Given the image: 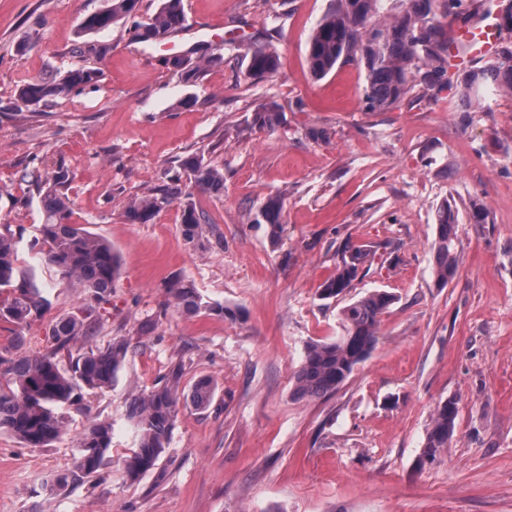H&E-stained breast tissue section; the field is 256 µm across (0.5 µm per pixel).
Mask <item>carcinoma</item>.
<instances>
[{
	"label": "carcinoma",
	"mask_w": 512,
	"mask_h": 512,
	"mask_svg": "<svg viewBox=\"0 0 512 512\" xmlns=\"http://www.w3.org/2000/svg\"><path fill=\"white\" fill-rule=\"evenodd\" d=\"M380 0H336L314 30L308 44L307 59L311 73L322 78L340 61L360 55L367 70L365 100L371 110H385L395 105L410 90L413 71L423 72V82L430 88L448 86V37L445 20L459 6V0H405L401 14L390 22L376 19ZM139 0H107L104 10L88 15L80 33L98 34L133 16ZM182 0H160L156 12L145 21L133 22L132 36L141 43L162 42L186 27ZM190 64L176 54L163 59L166 68L185 83L199 78L203 65L224 61L221 52L197 48ZM248 75L262 79L276 73L280 56L276 50L252 47L247 52ZM101 71L85 66L58 72L50 79L23 85L18 101L28 108H38L49 99H63L97 86ZM493 81L512 91V42L505 41L494 62L486 69L469 71L464 76V90L469 93ZM283 117L273 106L253 115V124L274 129ZM195 184L206 191L224 189V173L201 154H190L180 163ZM30 179L38 189L43 218L39 226L41 254L47 266L82 288L84 303L58 318L51 332V345L43 352L14 355L0 350V429L15 434L26 446L43 448L64 431V416L59 410L79 403L84 392L103 391L116 384L127 362L130 343L114 338L103 347H88L77 357L63 354L80 339L89 340L99 330L98 305L108 301L112 285L119 275V262L112 246L84 227L71 222V200L67 194L69 174L60 168L46 179L33 173ZM182 204L183 233L189 239L202 235L208 218L183 191L181 176L167 179L150 194L136 199L126 212L133 223L145 224L162 209L176 201ZM284 201L271 196L261 208L258 224H268L275 238L284 232ZM436 238L433 244V273L437 286L445 287L457 274L455 251L456 216L450 203L442 204L436 214ZM372 252L363 246L346 245L336 272L319 287L324 299L337 298L352 288L353 282L370 262ZM17 247L8 226L0 230V322L21 325L29 317L48 307L45 289L32 275L17 265ZM177 308L186 314L222 313L224 307L205 300L197 291L181 282L169 288ZM396 296L386 290H374L341 309V334L330 341L308 344L294 374V393L300 398H318L334 392L375 349L382 316ZM183 368L174 366L165 381L132 398L129 419L137 432L136 446L123 460V473L130 482L156 468L174 429L179 405L190 402L203 410L215 394V384L207 377L197 379L186 390L181 387ZM458 415L457 404L448 399L439 403L427 430L420 463L435 458L448 447ZM112 464V421L95 420L82 432L76 454L69 466L51 473L44 481L47 490L66 496L85 482L101 481Z\"/></svg>",
	"instance_id": "carcinoma-1"
}]
</instances>
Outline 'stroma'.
I'll return each mask as SVG.
<instances>
[{"instance_id":"obj_1","label":"stroma","mask_w":512,"mask_h":512,"mask_svg":"<svg viewBox=\"0 0 512 512\" xmlns=\"http://www.w3.org/2000/svg\"><path fill=\"white\" fill-rule=\"evenodd\" d=\"M183 3L178 47L224 53L191 84L163 65L162 44L131 41L122 25L98 34L110 46L103 59L75 53L81 19L106 0H0V224L51 302L26 324L0 323V348L18 336L19 354L45 349L52 323L83 301L35 247L42 206L22 179L60 168L73 222L120 261L92 343H130L121 380L66 408L57 441L30 448L0 432V512H512V93L487 85L463 97L453 70L448 88L417 83L373 112L363 61L320 79L309 69V39L333 0ZM25 41L32 47L19 53ZM265 44L281 66L250 79L247 48ZM83 65L101 69L96 88L34 112L17 102L27 82ZM269 104L282 124L255 127V110ZM193 153L224 173L218 193L183 183L210 218L202 238L184 236L177 203L130 222L131 202ZM275 195L285 203L277 241L256 221ZM446 202L457 208L459 267L440 288L431 245ZM475 203L488 223H472ZM346 243L368 246L371 267L345 297L320 299ZM176 281L223 314L177 310L166 293ZM376 289L397 300L368 359L336 391L295 396L307 344L339 336L342 307ZM178 364L183 386L210 378L215 397L204 410L180 406L156 468L127 482L130 396ZM448 399L458 407L453 435L420 463L434 409ZM105 418L110 476L48 496L44 479Z\"/></svg>"}]
</instances>
